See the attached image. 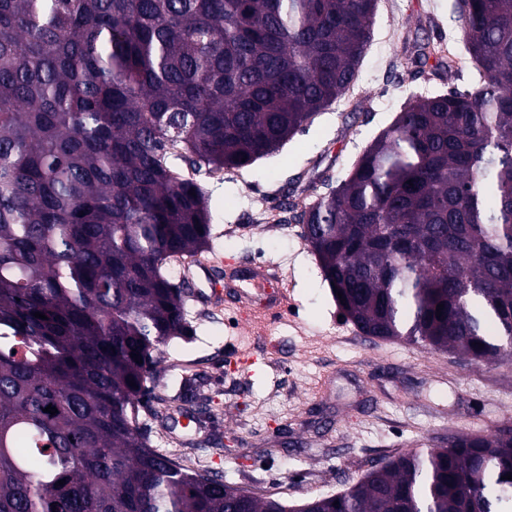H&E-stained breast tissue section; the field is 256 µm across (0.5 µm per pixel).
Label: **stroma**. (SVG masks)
I'll return each mask as SVG.
<instances>
[{"label": "stroma", "instance_id": "stroma-1", "mask_svg": "<svg viewBox=\"0 0 512 512\" xmlns=\"http://www.w3.org/2000/svg\"><path fill=\"white\" fill-rule=\"evenodd\" d=\"M456 0H378L372 40L352 91L282 155L195 179L209 195L211 249L233 262L274 265L292 285L293 316L266 325L234 304L187 300L191 334L162 348L159 390L175 396L184 369L198 373V422L166 427L168 404L145 422L154 447L208 466L225 484L290 505L344 491L383 458L431 448L449 435L512 427V361L483 364L402 339L365 336L340 318L319 260L281 208L303 202L320 174L340 183L405 103L457 86L417 44L442 47L469 68Z\"/></svg>", "mask_w": 512, "mask_h": 512}]
</instances>
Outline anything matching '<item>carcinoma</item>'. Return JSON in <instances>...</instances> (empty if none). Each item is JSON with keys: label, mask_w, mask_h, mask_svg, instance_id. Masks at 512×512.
Returning <instances> with one entry per match:
<instances>
[{"label": "carcinoma", "mask_w": 512, "mask_h": 512, "mask_svg": "<svg viewBox=\"0 0 512 512\" xmlns=\"http://www.w3.org/2000/svg\"><path fill=\"white\" fill-rule=\"evenodd\" d=\"M375 8L0 0V512H290L153 448L140 409L165 400L148 383L189 333L167 265L212 239L185 171L247 168L346 95ZM455 8L477 85L408 101L337 188L277 223L301 225L363 334L497 363L512 357V0ZM509 473L512 428L455 433L304 505L512 512Z\"/></svg>", "instance_id": "cac0c4a2"}]
</instances>
